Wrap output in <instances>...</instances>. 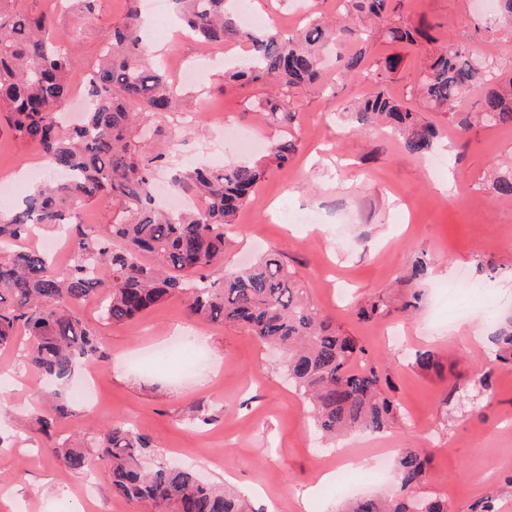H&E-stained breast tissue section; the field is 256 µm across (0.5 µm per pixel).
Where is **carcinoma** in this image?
<instances>
[{
  "label": "carcinoma",
  "mask_w": 512,
  "mask_h": 512,
  "mask_svg": "<svg viewBox=\"0 0 512 512\" xmlns=\"http://www.w3.org/2000/svg\"><path fill=\"white\" fill-rule=\"evenodd\" d=\"M12 2L0 0V111L12 130L36 143L45 161L69 179L39 184L22 205L0 211V253L8 254L0 260V349H14L19 332H25L27 361L62 386L77 364L101 358L93 328L76 314L82 302L106 295L102 315L121 325L180 294L190 315L240 326L285 352L283 368L307 400L322 438L333 441L352 430L388 432L400 408L387 380L354 337L318 312L283 252L269 251L219 279L208 274L224 260L225 230L253 201L265 173L262 166L177 167L173 187L191 191L202 206L181 213L154 206L153 173L169 161L158 148L166 133L154 117L178 111L180 95L169 76L145 58L137 0H129L126 19L106 32L98 58L88 65L90 110L84 123L67 133L58 115L72 92L70 73L77 59L47 15L13 8ZM172 2L183 28L198 41L249 52L248 67L229 72L225 81L271 89L259 107L282 136L271 144L269 157L278 167L287 165L297 151L295 95L323 86L322 52L354 41L355 31L321 16L291 34L252 30L229 7L230 0ZM402 2L343 0L348 13L371 26L396 16ZM386 34L405 46L418 45L421 36L399 19ZM337 59L348 78L367 71L361 48ZM397 63L390 57L384 68L374 69L376 91L347 111L357 127L383 123L406 151L422 155L432 148L436 131L385 91L387 74ZM417 89L430 106L448 112L463 133L476 126H512V78L498 80L495 62L480 61L464 47L450 45L434 55ZM476 90L483 93L480 109L462 111L467 95ZM490 185L497 196H512V161L492 174ZM103 196L118 209L113 223H83L82 207ZM38 227L68 237L71 261L65 270H57L46 252L21 246ZM92 263L106 268L108 276L93 275ZM388 312L387 303L375 297L357 316L373 321ZM491 341L495 362L511 368V318L497 325ZM414 365L430 371L440 362L434 352L423 351L415 354ZM54 396V413L42 419L46 430L73 415L67 398L58 390ZM50 454L74 472L86 470L96 458L107 461L115 492L151 512H247L246 501L224 486L201 483L190 472L154 459L151 442L123 422L107 426L89 445L53 443ZM427 465V457L403 449L395 462L402 496L391 502L359 499L346 512H448V502L417 495Z\"/></svg>",
  "instance_id": "carcinoma-1"
}]
</instances>
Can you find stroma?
Here are the masks:
<instances>
[{"instance_id": "1", "label": "stroma", "mask_w": 512, "mask_h": 512, "mask_svg": "<svg viewBox=\"0 0 512 512\" xmlns=\"http://www.w3.org/2000/svg\"><path fill=\"white\" fill-rule=\"evenodd\" d=\"M254 15L292 33L309 14H338L339 0H248ZM403 19L426 30L431 42L405 47L383 32L366 42L371 66L399 57L386 84L389 94L420 112L437 130L435 154L444 158L433 175L427 156L408 153L388 132L360 129L344 109L372 92L374 83L339 74L335 54L325 58L328 90L301 91L295 101L298 150L285 167L269 166L252 203L226 233L224 266L253 262L270 250L285 252L318 310L358 339L387 375L401 416L383 435L357 432L337 442L320 441L304 397L289 386L279 354L244 329L191 317L172 295L122 325L101 318L102 301L83 302L78 315L102 345L91 402L75 401L72 417L45 436L39 420L51 398L49 383L27 364L22 349L0 353L7 388L0 406V512H148L112 491L109 468L95 462L75 473L54 462L50 440L79 441L99 435L113 421L148 437L162 462L225 485L252 512H339L345 501L325 473L335 470L339 449L376 461L382 448H415L429 455L423 496L448 502V512H470L496 496L499 512H512V369L494 364L489 336L494 317L512 314V198L493 195L486 174L512 155V127L460 132L447 114L432 110L415 91L428 53L459 45L493 58L512 75V34L491 20L485 0H404ZM23 8L51 16L81 64L71 82L82 87L85 63L105 31L121 24L127 0H98L94 15L66 10L57 0H21ZM155 46L148 58L168 75L201 67L199 84L186 91L178 120L177 163H261L279 135L252 107L264 90L230 86L220 65L202 67L204 47L195 38L173 40L162 19L144 17ZM37 146L0 124V185L14 182L17 196L33 184L17 172L41 162ZM308 211L311 224L281 221L279 210ZM428 260L418 285L406 276L412 263ZM498 275L489 296L470 298V285ZM455 293H448V286ZM419 300L409 312L411 292ZM383 296L390 313L358 319L354 309ZM433 350L439 371L412 363L415 350ZM493 368L490 392L452 396L456 377ZM209 423H202L200 415Z\"/></svg>"}]
</instances>
